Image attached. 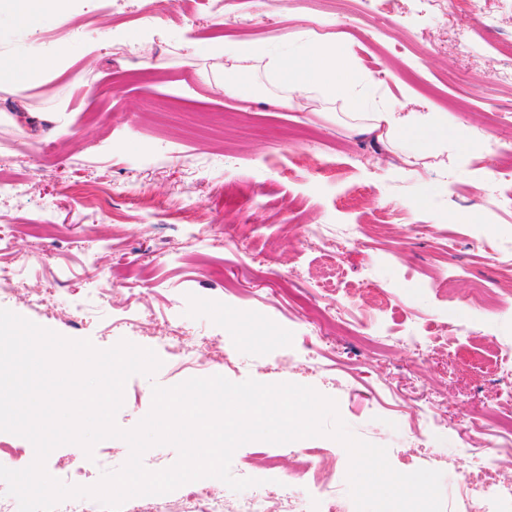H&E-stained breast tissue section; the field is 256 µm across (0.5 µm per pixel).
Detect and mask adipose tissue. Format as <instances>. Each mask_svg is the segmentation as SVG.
Wrapping results in <instances>:
<instances>
[{
	"mask_svg": "<svg viewBox=\"0 0 512 512\" xmlns=\"http://www.w3.org/2000/svg\"><path fill=\"white\" fill-rule=\"evenodd\" d=\"M224 90L238 94L243 90L239 73L264 64L272 78L283 86L280 99L284 108H293L299 95L316 91L331 98H347L356 108L358 132L385 129L407 158H420V143H429L435 153L448 149V126L435 112H392L375 101L376 81L371 74L354 75L347 55L339 48L314 41L300 42L292 54L279 55L266 46L250 42L234 43L224 48Z\"/></svg>",
	"mask_w": 512,
	"mask_h": 512,
	"instance_id": "ef3b65f1",
	"label": "adipose tissue"
}]
</instances>
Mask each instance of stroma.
Instances as JSON below:
<instances>
[{"label": "stroma", "mask_w": 512, "mask_h": 512, "mask_svg": "<svg viewBox=\"0 0 512 512\" xmlns=\"http://www.w3.org/2000/svg\"><path fill=\"white\" fill-rule=\"evenodd\" d=\"M446 14L416 0H197L193 14L167 0H5L0 67L55 53L70 40L65 69L26 93L0 76V156L28 192H0V264L29 265L0 308L100 349L120 340L160 351L167 323L180 324L193 352L222 351L232 364L197 370L162 354L150 377L131 376L116 416L134 428L153 389L196 376L290 382L337 402L351 433L388 449L391 466L441 471L445 512H461L457 485L470 449L501 454L512 436L482 427L496 402L512 415V304L484 310L476 286L503 273L486 245H512V181L500 178L494 146H512V85L494 74L512 64V11L501 0H447ZM155 28L152 42L116 49V30ZM470 35L458 55L454 40ZM347 49L373 73L388 108L448 118V155L408 163L375 135L349 127L351 103L314 96L292 109L255 70V93L225 94L203 45L257 42L271 49L298 37ZM192 224L214 242H185ZM329 237L355 228L341 254L304 241L307 225ZM53 296L38 304L42 289ZM467 324L469 333L458 330ZM413 335L422 349L409 346ZM317 355L312 368L304 351ZM429 407L443 426L414 437ZM321 452L325 477L347 512L349 458L336 440L276 445L252 441L231 473L266 480L273 501L322 512L294 477L307 451ZM123 440L92 454L54 449L46 470L83 473L84 485L120 468Z\"/></svg>", "instance_id": "35a3bbf8"}]
</instances>
